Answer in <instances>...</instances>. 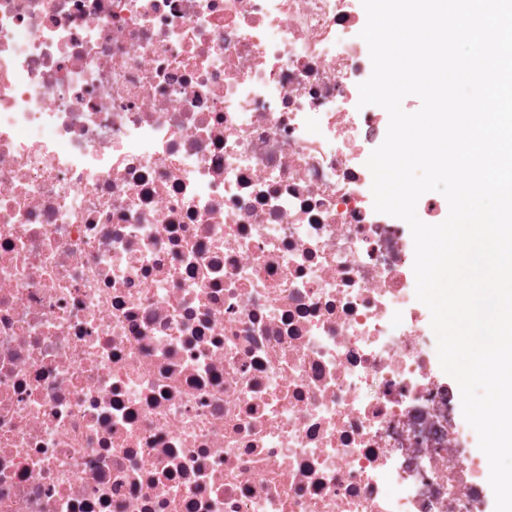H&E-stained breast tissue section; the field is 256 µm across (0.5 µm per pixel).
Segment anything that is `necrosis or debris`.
Masks as SVG:
<instances>
[{"label":"necrosis or debris","instance_id":"4bbe7bcc","mask_svg":"<svg viewBox=\"0 0 512 512\" xmlns=\"http://www.w3.org/2000/svg\"><path fill=\"white\" fill-rule=\"evenodd\" d=\"M365 24L0 0V512H481Z\"/></svg>","mask_w":512,"mask_h":512}]
</instances>
